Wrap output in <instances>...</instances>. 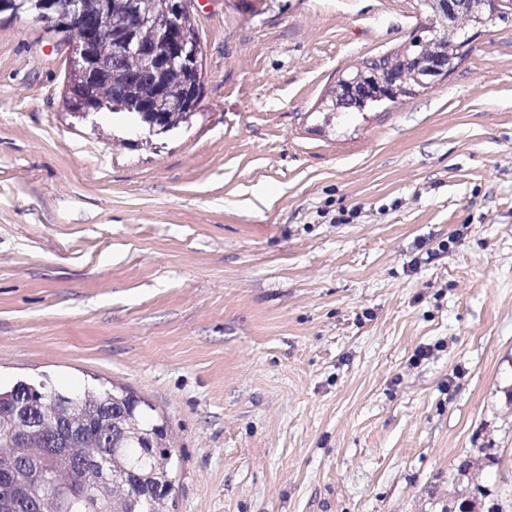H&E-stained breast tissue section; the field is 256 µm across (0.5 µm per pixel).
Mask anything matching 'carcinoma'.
<instances>
[{
	"label": "carcinoma",
	"mask_w": 512,
	"mask_h": 512,
	"mask_svg": "<svg viewBox=\"0 0 512 512\" xmlns=\"http://www.w3.org/2000/svg\"><path fill=\"white\" fill-rule=\"evenodd\" d=\"M88 13L98 23L102 37L95 64L100 78L90 83L83 65L71 62L65 105L85 113L90 101L106 104L111 113L128 112L132 101L144 102L148 111L135 117L150 127L174 128L195 115L202 97V50L198 33L187 12L176 14L174 0H109L107 11L100 0H85ZM430 13L425 34L413 37L401 53L386 54L362 62L350 78L364 73L376 85L391 87L387 101L395 104L413 94L417 57L432 61L442 57L459 60L467 44L439 34L441 15L437 0H420ZM150 18L139 31L146 43L175 32V38L191 47L192 67L168 70L158 78L134 81L143 67L136 52H120L117 36L133 18ZM504 11L489 12L485 0H466L457 18L459 32L487 28L505 20ZM359 108L337 83L331 91L329 111ZM59 436L63 446L55 451L47 440ZM174 437L168 424L153 414V406L126 387L86 388L61 392L49 382L19 381L0 388V512H33L32 505L48 491L46 481L71 483L78 496L69 512H170L169 499L160 489L172 483ZM131 471L127 481L112 473Z\"/></svg>",
	"instance_id": "1"
}]
</instances>
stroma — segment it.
<instances>
[{
	"label": "stroma",
	"mask_w": 512,
	"mask_h": 512,
	"mask_svg": "<svg viewBox=\"0 0 512 512\" xmlns=\"http://www.w3.org/2000/svg\"><path fill=\"white\" fill-rule=\"evenodd\" d=\"M203 95L74 118L0 16V385L99 380L175 437L170 512H512V16L327 110L418 0H186Z\"/></svg>",
	"instance_id": "1"
}]
</instances>
